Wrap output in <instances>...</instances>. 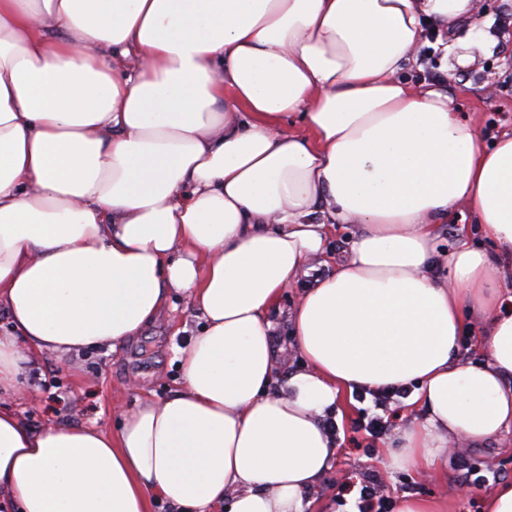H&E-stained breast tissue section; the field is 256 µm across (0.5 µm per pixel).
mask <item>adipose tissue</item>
I'll use <instances>...</instances> for the list:
<instances>
[{
	"instance_id": "1",
	"label": "adipose tissue",
	"mask_w": 512,
	"mask_h": 512,
	"mask_svg": "<svg viewBox=\"0 0 512 512\" xmlns=\"http://www.w3.org/2000/svg\"><path fill=\"white\" fill-rule=\"evenodd\" d=\"M475 0H0V392L30 354L117 347L186 293L182 384L119 432L36 431L0 406L19 512H304L342 392L416 384L389 466L432 475L460 437L512 434V132L404 67ZM494 247L436 250L457 206ZM337 224L349 254L268 313ZM477 328L486 355L462 363ZM300 288H291L285 292L283 300L280 303V309H274L270 312L269 319L278 324V336H276L277 346H283L285 351L279 358L280 371L277 386L283 384L287 380L288 373L298 368L302 363L300 356L288 349L292 343L291 327L286 323L288 310H290L300 295Z\"/></svg>"
}]
</instances>
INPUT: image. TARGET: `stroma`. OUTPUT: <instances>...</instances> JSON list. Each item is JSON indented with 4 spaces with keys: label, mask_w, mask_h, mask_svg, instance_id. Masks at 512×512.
<instances>
[{
    "label": "stroma",
    "mask_w": 512,
    "mask_h": 512,
    "mask_svg": "<svg viewBox=\"0 0 512 512\" xmlns=\"http://www.w3.org/2000/svg\"><path fill=\"white\" fill-rule=\"evenodd\" d=\"M476 24L482 30L480 43H471L468 25H461L447 48H420L415 63L402 76L415 86L426 82L443 85L461 111L473 113L486 142L512 130V0H477ZM467 226L470 246L490 250L486 239L466 207L457 208L437 240V248L450 252L459 226ZM300 294L286 291L270 318L278 325L279 381L298 368L302 360L290 348L289 310ZM203 320L187 304V297L172 293L168 306L149 323L140 336L117 349L99 348L81 353L46 352L29 365L30 397L0 395V402L15 407L33 430L55 423L64 426L117 430L123 411L137 398H166L182 382L178 349L189 336L198 334ZM342 420L336 458L307 498V512H356L355 495L339 494L341 483L380 479L390 499V512H397L403 494L419 497L447 495L451 512H482L484 491L512 480V436L472 448L457 444L448 451V466L441 476L421 478L416 473L388 467L381 450L391 436L370 441L355 432L353 423L361 405L353 395L342 398Z\"/></svg>",
    "instance_id": "stroma-1"
}]
</instances>
